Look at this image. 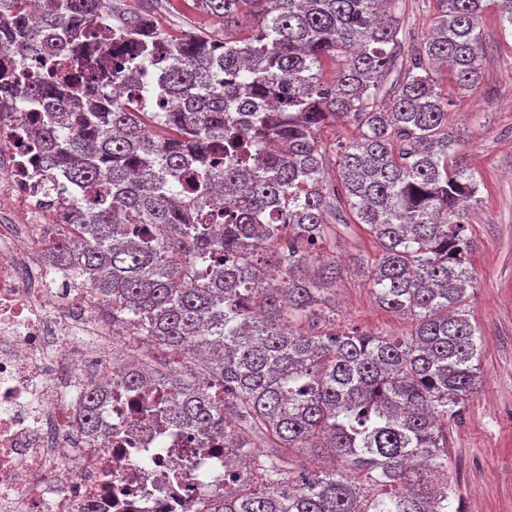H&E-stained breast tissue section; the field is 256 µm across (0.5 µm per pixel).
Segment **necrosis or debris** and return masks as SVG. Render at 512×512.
I'll list each match as a JSON object with an SVG mask.
<instances>
[{"label": "necrosis or debris", "mask_w": 512, "mask_h": 512, "mask_svg": "<svg viewBox=\"0 0 512 512\" xmlns=\"http://www.w3.org/2000/svg\"><path fill=\"white\" fill-rule=\"evenodd\" d=\"M30 112L0 122V512H200L251 475L239 449L191 428H159V392L115 390L140 351L134 325L68 272L47 279L46 244L67 233L54 197L20 174L18 138ZM105 389L101 434L83 432L87 393Z\"/></svg>", "instance_id": "necrosis-or-debris-1"}]
</instances>
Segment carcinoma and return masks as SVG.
Returning a JSON list of instances; mask_svg holds the SVG:
<instances>
[{"instance_id": "1", "label": "carcinoma", "mask_w": 512, "mask_h": 512, "mask_svg": "<svg viewBox=\"0 0 512 512\" xmlns=\"http://www.w3.org/2000/svg\"><path fill=\"white\" fill-rule=\"evenodd\" d=\"M436 2L383 110L399 0H193L226 29L249 12L237 39L166 29L123 0H0V94L12 112L43 111L20 167L84 193L46 189L71 227L48 262L176 355L158 367L145 353L120 385L172 394V423L253 458L255 476L204 512H462L449 510L448 422L481 382L464 218L479 182L456 157L435 65L461 90L477 84L482 0ZM159 59L179 103L147 112L135 62ZM117 83L129 97H113ZM337 119L356 135L329 189L320 132ZM330 195L376 240L378 257L352 269L414 321L408 336L336 330L327 291L342 269L309 267L334 237ZM297 450L331 462L308 469Z\"/></svg>"}]
</instances>
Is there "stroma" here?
<instances>
[{"label": "stroma", "instance_id": "1", "mask_svg": "<svg viewBox=\"0 0 512 512\" xmlns=\"http://www.w3.org/2000/svg\"><path fill=\"white\" fill-rule=\"evenodd\" d=\"M436 0H402V55L380 94L390 102L406 53L428 34ZM168 26L224 35L223 19L195 8L191 0H166L159 12ZM481 77L457 91L448 111L456 150L479 181V201L465 222L473 242L470 262L476 286L469 297L478 328L483 381L448 425V476L463 512H512V33L504 31L497 0H483ZM336 256H376L375 240L349 211L332 209ZM336 321L383 336L408 334L412 322L381 309L364 279L344 273L333 292Z\"/></svg>", "mask_w": 512, "mask_h": 512}]
</instances>
